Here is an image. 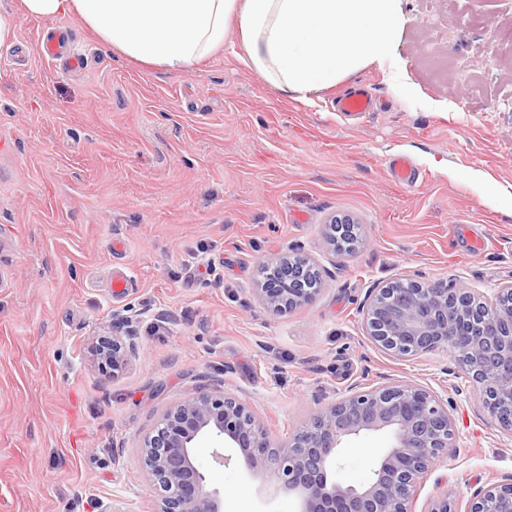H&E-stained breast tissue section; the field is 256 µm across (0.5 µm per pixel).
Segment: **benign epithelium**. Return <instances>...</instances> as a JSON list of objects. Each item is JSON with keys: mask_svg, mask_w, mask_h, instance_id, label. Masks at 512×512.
<instances>
[{"mask_svg": "<svg viewBox=\"0 0 512 512\" xmlns=\"http://www.w3.org/2000/svg\"><path fill=\"white\" fill-rule=\"evenodd\" d=\"M276 276L257 293L273 312L309 302L313 263L278 257L263 263ZM368 336L398 357L455 344V358L478 391L483 410L512 434V283L485 297L457 282H408L386 286L362 305ZM95 353L116 371L135 354L119 336L104 338ZM385 431L393 443L359 488L331 480L341 444ZM448 403L414 384L348 387L345 395L313 414L288 444L272 446L267 426L245 403L221 387L203 385L169 406L140 447L143 473L156 485V512H223L219 492L207 489L196 451L214 442L213 457L237 460L278 489L298 496V512H409L420 479L452 447ZM465 512H512V482L491 483Z\"/></svg>", "mask_w": 512, "mask_h": 512, "instance_id": "benign-epithelium-1", "label": "benign epithelium"}]
</instances>
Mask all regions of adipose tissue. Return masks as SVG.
Wrapping results in <instances>:
<instances>
[{
  "label": "adipose tissue",
  "instance_id": "1",
  "mask_svg": "<svg viewBox=\"0 0 512 512\" xmlns=\"http://www.w3.org/2000/svg\"><path fill=\"white\" fill-rule=\"evenodd\" d=\"M80 21L111 51L182 72L236 28L244 63L305 103L368 66L400 74V0H17L0 12V45L20 20Z\"/></svg>",
  "mask_w": 512,
  "mask_h": 512
}]
</instances>
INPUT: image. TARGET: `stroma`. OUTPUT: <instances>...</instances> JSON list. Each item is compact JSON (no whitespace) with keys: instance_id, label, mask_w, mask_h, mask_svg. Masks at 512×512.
Masks as SVG:
<instances>
[{"instance_id":"stroma-1","label":"stroma","mask_w":512,"mask_h":512,"mask_svg":"<svg viewBox=\"0 0 512 512\" xmlns=\"http://www.w3.org/2000/svg\"><path fill=\"white\" fill-rule=\"evenodd\" d=\"M402 9L410 96L370 66L294 100L231 35L180 73L111 52L69 18L21 20L0 46V512H154L140 441L205 384L258 413L276 447L351 384H419L447 399L455 439L412 512L443 495L464 512L482 487L512 482V434L451 375L450 352L394 357L363 324L361 304L391 282L487 296L512 283V0ZM53 29L69 31L82 68L41 56ZM360 85L381 109L341 117L337 96ZM397 155L421 182L393 180ZM335 214L357 222L352 254L326 242ZM296 254L318 265V291L272 312L260 265ZM211 265L220 280L200 287ZM124 319L136 355L102 369L91 347ZM390 445L383 432L346 440L333 479L366 483ZM198 461L223 512H295V496L219 464L210 445Z\"/></svg>"}]
</instances>
